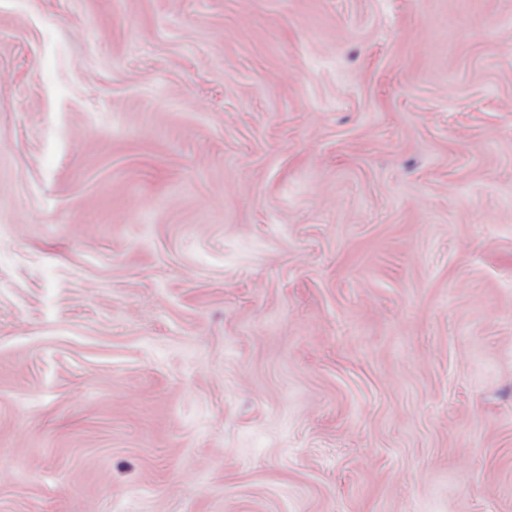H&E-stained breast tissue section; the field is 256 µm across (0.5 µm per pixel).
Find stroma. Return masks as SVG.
<instances>
[{
	"instance_id": "stroma-1",
	"label": "stroma",
	"mask_w": 512,
	"mask_h": 512,
	"mask_svg": "<svg viewBox=\"0 0 512 512\" xmlns=\"http://www.w3.org/2000/svg\"><path fill=\"white\" fill-rule=\"evenodd\" d=\"M0 512H512V0H0Z\"/></svg>"
}]
</instances>
